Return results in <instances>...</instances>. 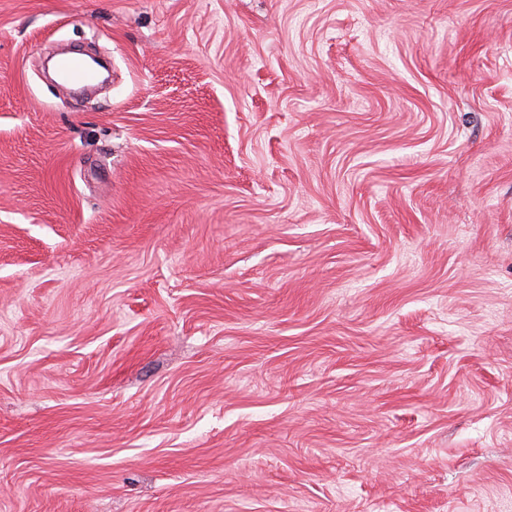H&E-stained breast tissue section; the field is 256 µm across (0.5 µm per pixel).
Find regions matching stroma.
Segmentation results:
<instances>
[{
  "label": "stroma",
  "mask_w": 512,
  "mask_h": 512,
  "mask_svg": "<svg viewBox=\"0 0 512 512\" xmlns=\"http://www.w3.org/2000/svg\"><path fill=\"white\" fill-rule=\"evenodd\" d=\"M0 512H512V0H0ZM57 70L64 80V84L89 85L98 79L97 73L83 61L74 57L61 58L57 63Z\"/></svg>",
  "instance_id": "35a3bbf8"
}]
</instances>
